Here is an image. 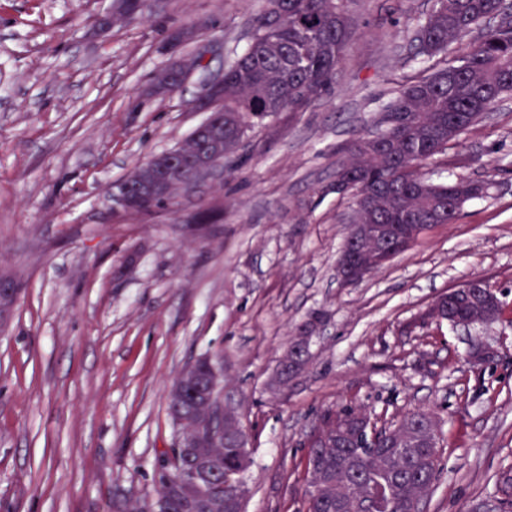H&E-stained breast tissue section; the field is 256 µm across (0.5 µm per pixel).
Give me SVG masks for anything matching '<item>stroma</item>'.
<instances>
[{"instance_id": "stroma-1", "label": "stroma", "mask_w": 512, "mask_h": 512, "mask_svg": "<svg viewBox=\"0 0 512 512\" xmlns=\"http://www.w3.org/2000/svg\"><path fill=\"white\" fill-rule=\"evenodd\" d=\"M432 0H346L353 35L331 94L267 117L223 176L150 216L110 189L205 120L193 103L250 42L263 0H154L93 31L111 0H0V267L22 285L0 332V512H147L178 430L172 380L221 356L242 397L253 464L247 512H306L307 440L330 409L441 419V474L426 512H471L512 468V96L423 164L488 194L384 269L342 285L353 202L322 194L395 90L421 76L411 28ZM197 26L205 67L149 96L171 38ZM481 278L502 302L475 369L448 324L414 325ZM325 326L310 362L268 388L295 325Z\"/></svg>"}]
</instances>
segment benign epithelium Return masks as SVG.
I'll use <instances>...</instances> for the list:
<instances>
[{
	"mask_svg": "<svg viewBox=\"0 0 512 512\" xmlns=\"http://www.w3.org/2000/svg\"><path fill=\"white\" fill-rule=\"evenodd\" d=\"M146 5L145 0H139L132 7L115 6L107 17L99 20L98 28L107 29L130 19ZM200 69V56H182L155 76L151 91L155 95L169 94ZM222 85L219 78L205 83L194 109L207 113V118L195 128L193 137H187L174 148L153 156L146 166L150 173L147 179L140 180L129 175L113 191L112 199L121 211L153 214L161 209L159 202L169 195L180 191L191 193L224 173V159L215 150V145L224 136V94L220 93ZM393 233L394 226L391 224L349 225L347 238L350 243L341 252L338 261L341 281L347 285L355 284L371 273L374 264L388 262L392 257ZM20 292L21 286L16 279L1 271L0 329L9 322ZM492 356H498V350L485 343L474 351L470 359L479 368ZM198 377L197 363L187 365L178 374L168 401L180 400L187 390L194 393L193 401L179 408L183 430L177 445V457H185L190 461L184 473L193 483L204 488L216 483L219 475L218 460L212 455L195 454L193 449L224 447V429L219 427L203 436L194 430L193 417L198 412L224 414V400L218 396L219 389L224 386V371L219 365L211 366L204 387L199 385Z\"/></svg>",
	"mask_w": 512,
	"mask_h": 512,
	"instance_id": "benign-epithelium-1",
	"label": "benign epithelium"
}]
</instances>
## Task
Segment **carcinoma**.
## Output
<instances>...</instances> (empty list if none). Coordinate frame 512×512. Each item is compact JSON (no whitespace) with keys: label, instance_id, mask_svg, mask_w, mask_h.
<instances>
[{"label":"carcinoma","instance_id":"obj_1","mask_svg":"<svg viewBox=\"0 0 512 512\" xmlns=\"http://www.w3.org/2000/svg\"><path fill=\"white\" fill-rule=\"evenodd\" d=\"M504 0H434L425 17L415 20L414 56L427 60L448 55L473 31L478 37L455 63L403 86L374 120L375 130L358 135L344 148L346 161L336 182L353 191L348 221L362 224H452L464 205L487 195L483 180L434 182L422 164L448 149L450 142L512 92V21L503 19ZM352 37L343 0H266L251 41L224 69V156L243 147L264 118L300 112L307 102L329 92L336 69ZM437 318L458 324L475 315L463 291L453 289L435 301ZM326 314L313 311L296 327L316 331ZM347 417L336 438L315 439L306 456V512H416L433 491L441 469V433L437 417L423 410L404 414L396 424L374 428L375 447L365 445L358 422L361 408L326 411L330 423ZM243 425L224 417V447L212 452L221 462L219 495L224 507L206 500L195 512H245L249 455ZM170 512H183L179 501L186 485L172 460ZM492 512H512V472L501 476Z\"/></svg>","mask_w":512,"mask_h":512}]
</instances>
